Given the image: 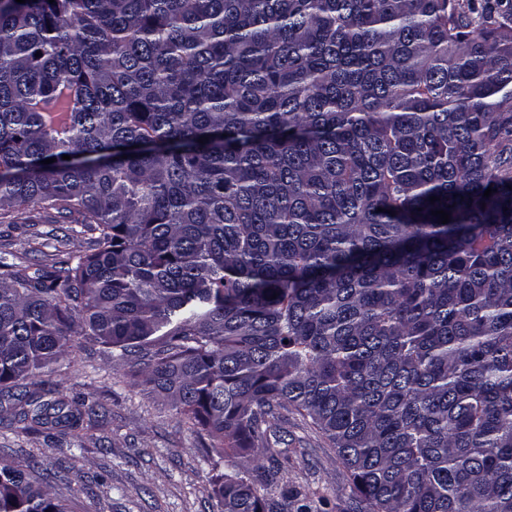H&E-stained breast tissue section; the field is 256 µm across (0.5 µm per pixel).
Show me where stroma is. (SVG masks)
<instances>
[{
	"mask_svg": "<svg viewBox=\"0 0 512 512\" xmlns=\"http://www.w3.org/2000/svg\"><path fill=\"white\" fill-rule=\"evenodd\" d=\"M27 224H0V256L7 262L48 267L61 254H85L92 232H72L55 211L32 208ZM58 396L92 393L103 415L81 449L75 469L53 466V495L75 512H217L212 496L216 475L242 457L232 450L207 454L211 441L194 433L167 402L147 395L143 386L120 378L116 366L97 351H79L57 366ZM0 413V461L23 453L40 454L42 434H27L7 424ZM276 439L264 449L276 459L292 488L330 500L332 512H344L351 481L328 441L295 410L283 412L274 427Z\"/></svg>",
	"mask_w": 512,
	"mask_h": 512,
	"instance_id": "stroma-1",
	"label": "stroma"
}]
</instances>
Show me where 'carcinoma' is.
<instances>
[{"mask_svg":"<svg viewBox=\"0 0 512 512\" xmlns=\"http://www.w3.org/2000/svg\"><path fill=\"white\" fill-rule=\"evenodd\" d=\"M36 205L96 232L0 256V408L51 454L99 346L219 454L294 407L348 512H512V0H0V208ZM279 473L219 512H312ZM44 480L0 462V512H68Z\"/></svg>","mask_w":512,"mask_h":512,"instance_id":"obj_1","label":"carcinoma"}]
</instances>
